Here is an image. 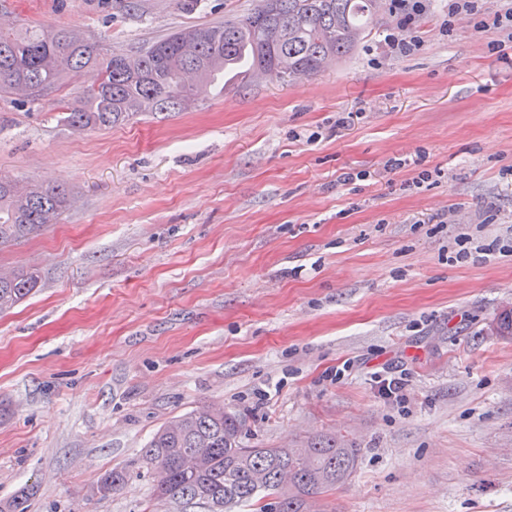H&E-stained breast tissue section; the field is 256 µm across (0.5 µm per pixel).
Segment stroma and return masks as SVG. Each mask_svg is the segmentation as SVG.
Instances as JSON below:
<instances>
[{"mask_svg": "<svg viewBox=\"0 0 512 512\" xmlns=\"http://www.w3.org/2000/svg\"><path fill=\"white\" fill-rule=\"evenodd\" d=\"M257 4L0 0V27L133 52ZM447 11L427 0L411 53L386 45L388 12L313 76L109 128L62 121L94 67L0 97V178L73 197L0 250L40 275L0 315L1 507L30 488L27 512H168L141 450L215 404L259 448L353 438L324 512H512V340L492 327L512 305V38L446 33Z\"/></svg>", "mask_w": 512, "mask_h": 512, "instance_id": "35a3bbf8", "label": "stroma"}]
</instances>
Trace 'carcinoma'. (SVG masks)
Masks as SVG:
<instances>
[{
	"label": "carcinoma",
	"instance_id": "cac0c4a2",
	"mask_svg": "<svg viewBox=\"0 0 512 512\" xmlns=\"http://www.w3.org/2000/svg\"><path fill=\"white\" fill-rule=\"evenodd\" d=\"M382 8L377 0H259L236 21L174 30L134 53L100 56L69 29L0 30V93L25 87L37 100L66 75L93 65L96 87L77 96L65 121L83 129L110 127L140 112H181L202 87L229 68L240 78L263 75L284 82L314 75L348 55ZM61 185L30 182L16 191L0 181V249L57 223L71 205ZM37 271L0 274V313L33 294ZM495 333L512 340V308L501 310ZM245 419L200 405L168 421L141 449L153 476L154 500L195 504L206 512H316L318 498L345 484L360 449L342 435L317 433L283 448L242 443ZM127 473L99 477L106 496L123 487Z\"/></svg>",
	"mask_w": 512,
	"mask_h": 512
}]
</instances>
